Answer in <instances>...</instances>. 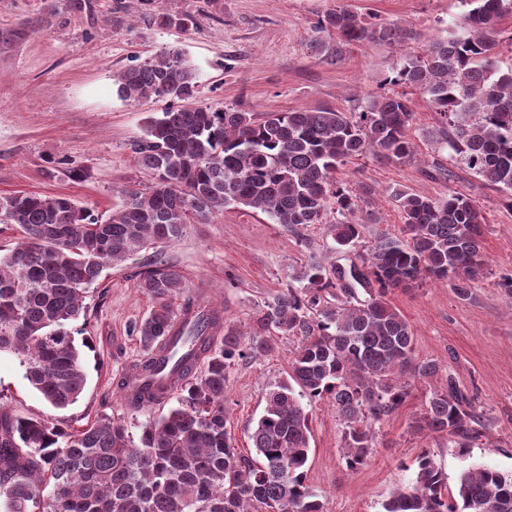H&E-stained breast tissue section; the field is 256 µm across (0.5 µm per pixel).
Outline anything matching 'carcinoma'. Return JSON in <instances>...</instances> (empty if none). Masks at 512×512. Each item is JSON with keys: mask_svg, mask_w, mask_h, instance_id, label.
I'll list each match as a JSON object with an SVG mask.
<instances>
[{"mask_svg": "<svg viewBox=\"0 0 512 512\" xmlns=\"http://www.w3.org/2000/svg\"><path fill=\"white\" fill-rule=\"evenodd\" d=\"M462 25L408 56L389 84L426 96L441 117L437 142L458 166L512 195V68L496 66L501 45L494 22L512 0H465ZM310 52L341 57L351 45L402 39L397 25L369 23L340 6L316 25ZM195 73L177 47H164L118 76L125 99H167L131 143L150 182L119 190L121 204L95 214L65 196L0 195V224H16L22 241L0 253V353L20 357L25 376L57 409L75 404L86 376L72 323L103 270L138 250L180 239L189 224H208L229 205L250 207L298 232L333 216L338 248L357 249L366 221L337 172L373 156L416 158L409 136L414 112L407 93L370 96L356 112L329 108L243 112L188 108ZM397 236L379 238L345 269L311 262L307 282L288 287L255 310L250 332L224 326V345L199 342L205 322L222 313L195 312L177 332L186 348L175 366V404L134 434L101 417L71 430L47 419L15 415L0 405V508L3 512H324L306 483L310 419L302 399L329 400L343 424L345 462L355 470L374 453L376 426L439 375L415 357V336L388 295L427 279L453 281L461 296L485 277L481 241L487 218L471 198L446 199L396 190ZM140 288L155 302L136 327L152 349L169 335L171 300L185 284L173 267L154 263ZM299 344L288 377L269 385L250 435L257 459L235 448L226 427L224 390L236 361L266 355L273 338ZM204 367L195 372L197 361ZM416 431L448 435L467 456L486 432L471 398L447 374L412 421ZM384 512H512V472L472 465L454 489L429 452L416 458L412 483L396 490Z\"/></svg>", "mask_w": 512, "mask_h": 512, "instance_id": "1", "label": "carcinoma"}]
</instances>
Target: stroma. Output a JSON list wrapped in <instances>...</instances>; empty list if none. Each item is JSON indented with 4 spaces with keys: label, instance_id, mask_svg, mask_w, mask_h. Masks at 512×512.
<instances>
[{
    "label": "stroma",
    "instance_id": "35a3bbf8",
    "mask_svg": "<svg viewBox=\"0 0 512 512\" xmlns=\"http://www.w3.org/2000/svg\"><path fill=\"white\" fill-rule=\"evenodd\" d=\"M72 0H0V195L18 191L63 195L102 214L120 202L123 184L143 179L130 144L166 101L140 102L118 96L114 78L156 50L180 48L194 66L195 108L236 106L245 112H289L332 108L349 111L368 95L384 91V80L407 55L422 52L446 28L462 24V0H129L130 27L109 22L115 0H93V12L71 8ZM347 5L375 24L396 23L404 39L345 50L342 59L310 53L315 26ZM188 14L183 30L162 24L165 14ZM409 135L418 157L387 162L364 157L341 173L359 214L374 213L360 250L384 233H398L401 214L393 189L434 198L457 192L477 201L487 217L482 249L487 273L458 298L449 283L425 281L392 292L391 302L409 321L415 356L440 364L487 419L486 436L461 457L447 436L412 432L425 396L442 386L441 376L416 383L404 405L382 422L370 462L348 469L342 425L326 400L308 404L311 450L306 482L325 512H383L391 493L407 485L415 460L429 451L448 479L468 462L512 470V294L501 288L512 275V199L479 176L454 168L438 150L437 112L413 94ZM451 169L443 178L438 167ZM161 259L183 276L172 301L219 308L224 324L249 331L258 306L294 284L313 261L348 266L324 225L293 234L250 208L226 207L213 223L188 225L181 239L159 250L105 269L88 291L82 349L86 386L77 403L53 408L24 376L16 355L0 354V403L22 416H40L83 428L99 417L124 421L130 431L167 413V404L131 408L118 387L134 373L145 351L134 332L153 308L139 288L144 264ZM298 342L280 337L265 356L241 360L230 371L224 393L227 429L236 448L254 456L249 435L264 407L270 384L287 376Z\"/></svg>",
    "mask_w": 512,
    "mask_h": 512
}]
</instances>
